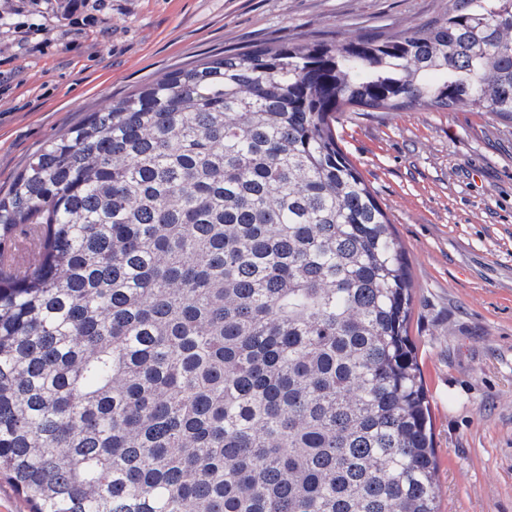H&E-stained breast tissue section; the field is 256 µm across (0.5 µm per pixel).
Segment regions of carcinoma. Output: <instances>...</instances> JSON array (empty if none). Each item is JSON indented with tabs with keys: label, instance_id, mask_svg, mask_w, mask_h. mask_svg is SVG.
Instances as JSON below:
<instances>
[{
	"label": "carcinoma",
	"instance_id": "carcinoma-1",
	"mask_svg": "<svg viewBox=\"0 0 512 512\" xmlns=\"http://www.w3.org/2000/svg\"><path fill=\"white\" fill-rule=\"evenodd\" d=\"M407 107L512 119V0L226 49L32 156L0 193V474L31 512H441L407 260L338 135Z\"/></svg>",
	"mask_w": 512,
	"mask_h": 512
}]
</instances>
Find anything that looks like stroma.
Returning a JSON list of instances; mask_svg holds the SVG:
<instances>
[{
    "label": "stroma",
    "instance_id": "35a3bbf8",
    "mask_svg": "<svg viewBox=\"0 0 512 512\" xmlns=\"http://www.w3.org/2000/svg\"><path fill=\"white\" fill-rule=\"evenodd\" d=\"M0 0V189L31 156L137 86L228 47L340 43L425 23L445 0ZM341 146L410 267L409 334L428 389L442 512H512V121L463 110L349 114Z\"/></svg>",
    "mask_w": 512,
    "mask_h": 512
}]
</instances>
